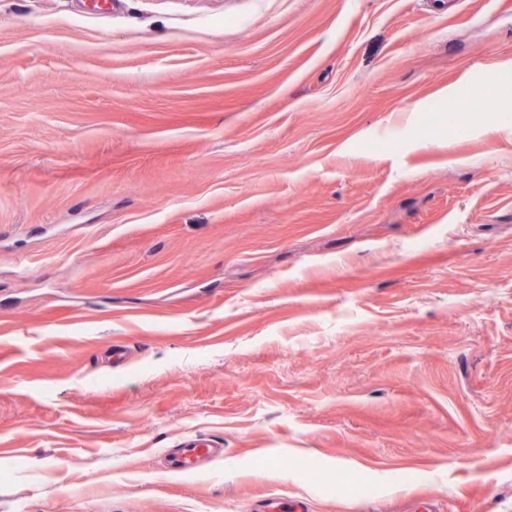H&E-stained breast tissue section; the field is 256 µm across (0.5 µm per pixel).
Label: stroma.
<instances>
[{"instance_id": "35a3bbf8", "label": "stroma", "mask_w": 512, "mask_h": 512, "mask_svg": "<svg viewBox=\"0 0 512 512\" xmlns=\"http://www.w3.org/2000/svg\"><path fill=\"white\" fill-rule=\"evenodd\" d=\"M284 499L512 512V0H0V512ZM170 456L168 470L175 474H194L196 469L193 460L201 454L222 457L223 448H217L218 443L201 436H190L179 445Z\"/></svg>"}]
</instances>
